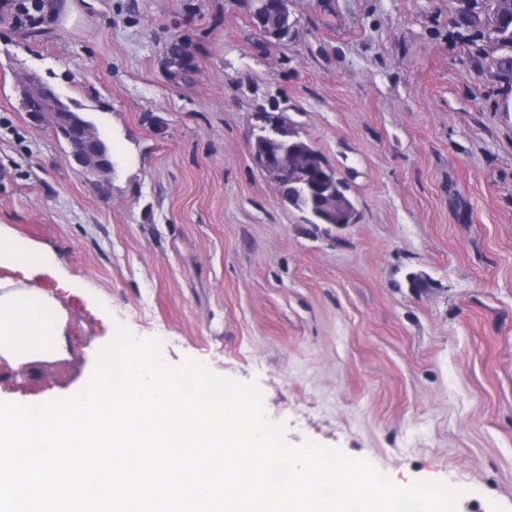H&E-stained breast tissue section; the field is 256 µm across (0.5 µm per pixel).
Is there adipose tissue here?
Returning <instances> with one entry per match:
<instances>
[{
    "label": "adipose tissue",
    "mask_w": 512,
    "mask_h": 512,
    "mask_svg": "<svg viewBox=\"0 0 512 512\" xmlns=\"http://www.w3.org/2000/svg\"><path fill=\"white\" fill-rule=\"evenodd\" d=\"M40 268L38 250H16L0 230V360L14 368L66 356L67 312L53 293L34 285Z\"/></svg>",
    "instance_id": "obj_1"
}]
</instances>
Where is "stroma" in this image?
<instances>
[{
  "label": "stroma",
  "mask_w": 512,
  "mask_h": 512,
  "mask_svg": "<svg viewBox=\"0 0 512 512\" xmlns=\"http://www.w3.org/2000/svg\"><path fill=\"white\" fill-rule=\"evenodd\" d=\"M255 6L59 0L31 25L0 0V228L43 248L39 286L72 285L75 344L0 366V399L70 397L118 321L169 366L257 382L290 443L512 512V111L457 38L456 0H288L281 44ZM30 75L96 125L109 176L22 110ZM264 112L348 179L356 223L327 232L281 201L250 153Z\"/></svg>",
  "instance_id": "1"
}]
</instances>
